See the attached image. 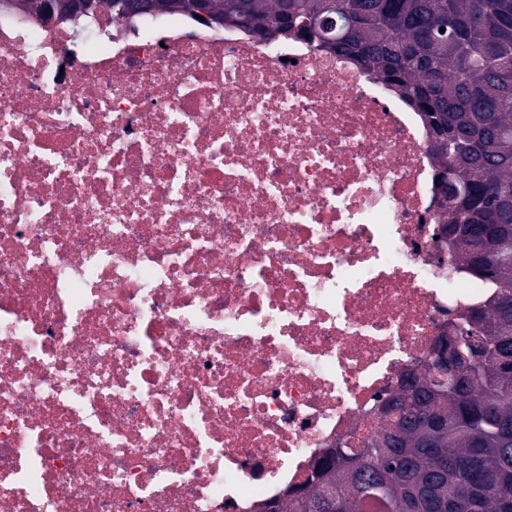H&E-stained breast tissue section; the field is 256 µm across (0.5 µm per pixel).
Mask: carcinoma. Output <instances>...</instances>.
<instances>
[{"instance_id": "cac0c4a2", "label": "carcinoma", "mask_w": 512, "mask_h": 512, "mask_svg": "<svg viewBox=\"0 0 512 512\" xmlns=\"http://www.w3.org/2000/svg\"><path fill=\"white\" fill-rule=\"evenodd\" d=\"M15 1L71 15L72 0ZM218 22L272 37L287 21L309 38L381 80L421 113L430 137L436 188L453 178L459 197H443V224L460 270L492 284L460 330L456 374L432 349L382 407L366 447L329 450L296 498L278 512H313L327 496L344 512H512V265L495 246L512 242V0H210ZM496 337V350L472 342Z\"/></svg>"}]
</instances>
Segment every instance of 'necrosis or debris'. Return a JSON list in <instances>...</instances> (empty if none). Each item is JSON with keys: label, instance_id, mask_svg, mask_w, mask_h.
Returning a JSON list of instances; mask_svg holds the SVG:
<instances>
[{"label": "necrosis or debris", "instance_id": "1", "mask_svg": "<svg viewBox=\"0 0 512 512\" xmlns=\"http://www.w3.org/2000/svg\"><path fill=\"white\" fill-rule=\"evenodd\" d=\"M419 112L302 39L0 10V512H262L487 288Z\"/></svg>", "mask_w": 512, "mask_h": 512}]
</instances>
